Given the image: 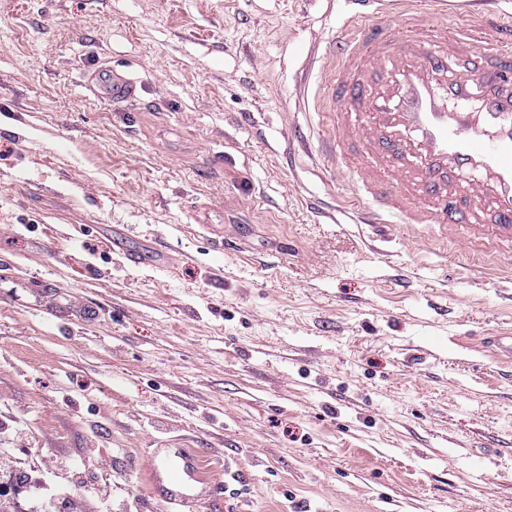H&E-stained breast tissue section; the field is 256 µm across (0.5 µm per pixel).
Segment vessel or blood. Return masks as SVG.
Returning <instances> with one entry per match:
<instances>
[{
  "label": "vessel or blood",
  "instance_id": "b4317fda",
  "mask_svg": "<svg viewBox=\"0 0 512 512\" xmlns=\"http://www.w3.org/2000/svg\"><path fill=\"white\" fill-rule=\"evenodd\" d=\"M414 0H358L343 36L311 76L330 94L329 143L357 175L368 224H430L468 240L512 247V51H478L442 30L382 28L389 10L413 13ZM98 99L122 104L135 83L100 67L87 84ZM149 487L168 503L221 498L198 454L156 449Z\"/></svg>",
  "mask_w": 512,
  "mask_h": 512
}]
</instances>
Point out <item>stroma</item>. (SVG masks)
I'll use <instances>...</instances> for the list:
<instances>
[{
    "instance_id": "1",
    "label": "stroma",
    "mask_w": 512,
    "mask_h": 512,
    "mask_svg": "<svg viewBox=\"0 0 512 512\" xmlns=\"http://www.w3.org/2000/svg\"><path fill=\"white\" fill-rule=\"evenodd\" d=\"M347 0H0V472L22 512H512V254L356 223L303 79ZM488 39L512 0H482ZM133 79L113 106L84 87ZM154 249L139 265L123 252ZM94 308L70 325L42 292ZM237 472L228 480L225 470ZM87 88L98 99L122 104L132 102L136 97V84L124 76L112 72V66H102L90 81ZM149 487L160 500L179 505L218 501L222 489L221 482L207 478L199 455L187 448H156L150 464Z\"/></svg>"
}]
</instances>
